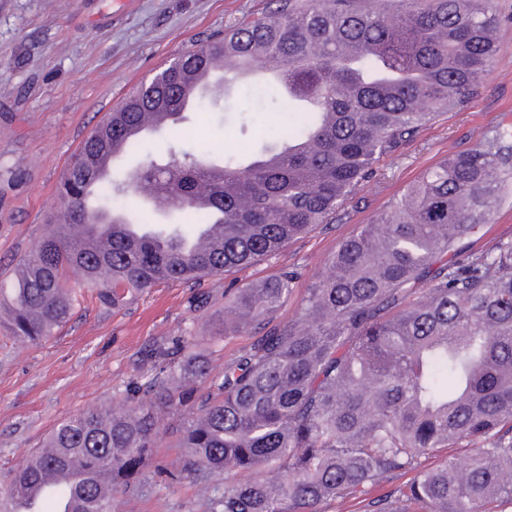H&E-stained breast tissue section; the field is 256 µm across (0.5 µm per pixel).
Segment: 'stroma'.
Here are the masks:
<instances>
[{"label":"stroma","mask_w":512,"mask_h":512,"mask_svg":"<svg viewBox=\"0 0 512 512\" xmlns=\"http://www.w3.org/2000/svg\"><path fill=\"white\" fill-rule=\"evenodd\" d=\"M497 54L478 96L439 113L380 164L333 224L293 242L276 260L201 285H161L127 307L102 306L83 272H67L82 299L54 336L34 345L10 336L0 317V470L42 446L54 427L104 409L126 385L144 382L145 346L193 332L207 341L211 313L224 308L231 282L257 281L288 266L300 280L277 315L290 319L324 258L338 242L374 223L408 187L443 158L512 125V0H495ZM270 0H0V290L10 291L18 262L51 231L57 187L82 141L133 88L197 41L267 13ZM284 113L270 97L237 89L218 105L187 113L198 130L191 147L217 158L237 153L240 124L262 133ZM208 295L210 312L196 308ZM115 512H204L201 488L146 482L138 495L117 501Z\"/></svg>","instance_id":"35a3bbf8"}]
</instances>
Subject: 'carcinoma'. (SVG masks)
Segmentation results:
<instances>
[{
	"mask_svg": "<svg viewBox=\"0 0 512 512\" xmlns=\"http://www.w3.org/2000/svg\"><path fill=\"white\" fill-rule=\"evenodd\" d=\"M495 0H273L262 18L215 34L131 92L71 157L58 186L55 227L20 260L5 303L13 336L39 344L65 323L79 295L66 287L80 266L98 301L119 309L148 288L199 282L275 259L288 244L330 223L381 161L437 113L464 107L496 54ZM224 58V74L284 69L305 107L281 87L288 117L224 160L174 131L166 156H145L123 182L91 181L111 141L141 142L128 128L142 111H172L188 75ZM512 186V127L427 170L374 224L344 238L288 303L295 269L246 282L214 317L211 345L253 337L215 373L187 332L142 353L152 377L120 392L108 410L59 423L42 448L0 473V512L44 471L71 460L92 474L75 490L76 512H113L116 498L149 479L169 485L224 476L207 512H326L395 474L411 479L368 512H489L512 505V236L475 243ZM150 189L182 211L190 228L156 225L133 239L130 216L108 195ZM205 195L203 205L195 199ZM112 229L106 271L74 228ZM192 411L176 431L183 465H156L164 419ZM440 448H468L428 468Z\"/></svg>",
	"mask_w": 512,
	"mask_h": 512,
	"instance_id": "cac0c4a2",
	"label": "carcinoma"
}]
</instances>
